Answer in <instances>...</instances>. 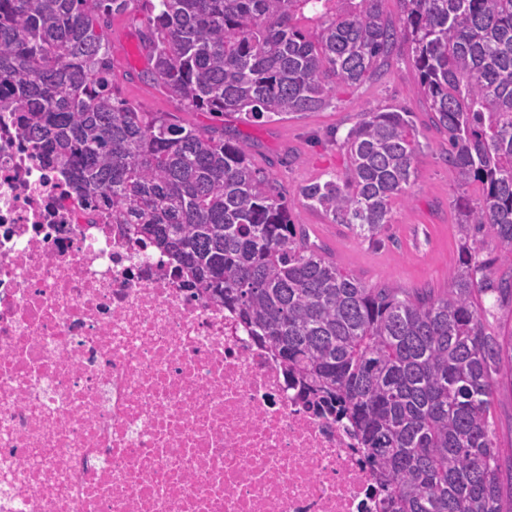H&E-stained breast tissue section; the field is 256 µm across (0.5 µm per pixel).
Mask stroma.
Listing matches in <instances>:
<instances>
[{"label":"stroma","mask_w":512,"mask_h":512,"mask_svg":"<svg viewBox=\"0 0 512 512\" xmlns=\"http://www.w3.org/2000/svg\"><path fill=\"white\" fill-rule=\"evenodd\" d=\"M141 16L132 11L112 24V79L123 97L146 112H177L178 106L140 74L147 59L140 38ZM405 108L412 112L422 149L418 176L407 196L391 201L392 222L373 239L357 237L341 224L305 207L298 188L331 174H343L346 158L340 142L359 113ZM224 131L248 139L255 167L270 175L284 194L294 223L304 225L310 244L370 288L447 287L461 260L456 201L477 199V186L461 187L448 165V138L433 124L417 92L408 47L397 43L388 69L358 86L337 90L331 105L319 112L285 120L245 121L225 114Z\"/></svg>","instance_id":"obj_1"}]
</instances>
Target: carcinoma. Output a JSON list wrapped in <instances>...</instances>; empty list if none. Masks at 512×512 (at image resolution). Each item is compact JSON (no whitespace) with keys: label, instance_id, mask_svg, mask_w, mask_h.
<instances>
[{"label":"carcinoma","instance_id":"obj_1","mask_svg":"<svg viewBox=\"0 0 512 512\" xmlns=\"http://www.w3.org/2000/svg\"><path fill=\"white\" fill-rule=\"evenodd\" d=\"M0 0V111L77 197H94L165 252L284 364L304 398L338 410L368 450L376 512H512L492 398L512 379V331L489 328L487 293L512 297V0ZM142 17L144 79L193 114L319 112L336 89L408 45L418 92L448 133L463 260L434 294L368 288L308 242L250 144L224 126L144 112L112 84L109 18ZM311 13L309 32L298 20ZM412 112H361L343 176L302 185L303 203L359 237L391 223L416 177ZM508 272L494 281L475 231ZM478 238L482 240V258L487 259L489 261L494 262V270L495 275L494 278L497 281V279L501 276L503 268L499 269V261L497 260V257L500 254V248L498 245V240L494 234V231L489 228L488 226L484 227L481 233L478 235Z\"/></svg>","mask_w":512,"mask_h":512}]
</instances>
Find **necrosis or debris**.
<instances>
[{
	"label": "necrosis or debris",
	"instance_id": "obj_1",
	"mask_svg": "<svg viewBox=\"0 0 512 512\" xmlns=\"http://www.w3.org/2000/svg\"><path fill=\"white\" fill-rule=\"evenodd\" d=\"M344 420L0 112V512H373Z\"/></svg>",
	"mask_w": 512,
	"mask_h": 512
}]
</instances>
